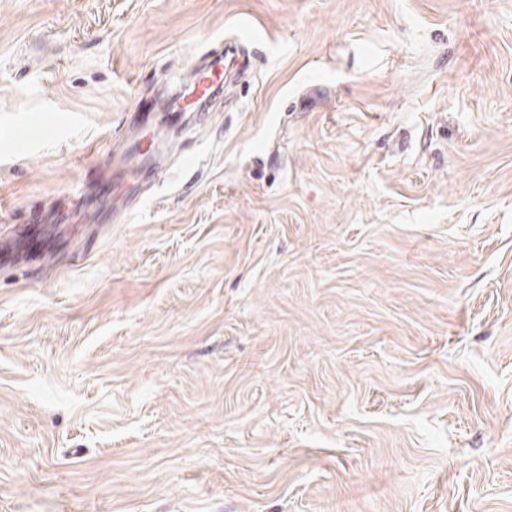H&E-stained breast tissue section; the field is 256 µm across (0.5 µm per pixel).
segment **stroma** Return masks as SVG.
Masks as SVG:
<instances>
[{"label":"stroma","mask_w":512,"mask_h":512,"mask_svg":"<svg viewBox=\"0 0 512 512\" xmlns=\"http://www.w3.org/2000/svg\"><path fill=\"white\" fill-rule=\"evenodd\" d=\"M0 512H512V0H0ZM224 79V58L210 60L203 67H194L193 76L180 88L174 97L173 108L177 112L191 110L197 103L206 99L217 83Z\"/></svg>","instance_id":"obj_1"}]
</instances>
